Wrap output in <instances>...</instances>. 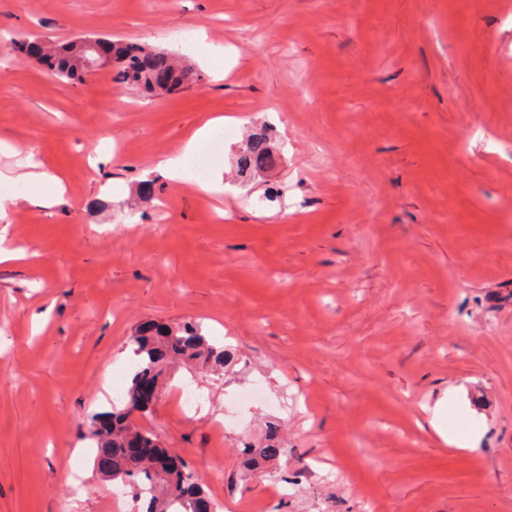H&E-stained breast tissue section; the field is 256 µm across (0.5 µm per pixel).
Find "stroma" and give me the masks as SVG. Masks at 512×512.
I'll return each mask as SVG.
<instances>
[{
	"label": "stroma",
	"mask_w": 512,
	"mask_h": 512,
	"mask_svg": "<svg viewBox=\"0 0 512 512\" xmlns=\"http://www.w3.org/2000/svg\"><path fill=\"white\" fill-rule=\"evenodd\" d=\"M94 34L202 79L0 67V140L65 184L16 185L0 221L24 252L0 264V512H116L92 464L56 485L147 321L232 351L170 367L144 420L223 512H512V0H0V49ZM218 115L222 192L172 184L157 159ZM261 129L278 163L242 179ZM443 399L477 448L429 425ZM271 423L286 453L244 473ZM443 407V405L438 404L432 410V416L429 421L434 430L438 433L441 432L440 437L443 439V441L446 444L453 446L454 448H476L479 439L476 433H469L463 436H454L448 435V433L445 431L442 432L443 429L441 427V416Z\"/></svg>",
	"instance_id": "obj_1"
}]
</instances>
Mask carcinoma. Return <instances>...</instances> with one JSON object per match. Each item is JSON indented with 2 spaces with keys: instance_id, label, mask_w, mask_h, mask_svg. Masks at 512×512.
<instances>
[{
  "instance_id": "obj_1",
  "label": "carcinoma",
  "mask_w": 512,
  "mask_h": 512,
  "mask_svg": "<svg viewBox=\"0 0 512 512\" xmlns=\"http://www.w3.org/2000/svg\"><path fill=\"white\" fill-rule=\"evenodd\" d=\"M73 44L49 45L44 62L60 79L78 77ZM113 60L118 63L115 80L122 84L154 91L156 81L163 79L168 91L181 88L193 80V72L176 64L172 55L123 41L112 43ZM276 163L270 141L263 135L246 139L236 160L237 174L246 177ZM135 356L125 382L121 404L110 403V409L93 414L88 423V438L93 443V466L102 478L127 488L140 503L139 512H217V505L203 490L194 472L187 466L161 471L155 458L168 453L154 429L135 423L138 417L152 413L153 406L142 395L144 384L161 388L167 369L175 364L224 368L228 352L210 342L200 325L138 326L129 337ZM136 438L149 449L140 456L128 455L127 443ZM244 466L255 471L285 454L278 430L269 431L265 443L246 444L240 449Z\"/></svg>"
}]
</instances>
